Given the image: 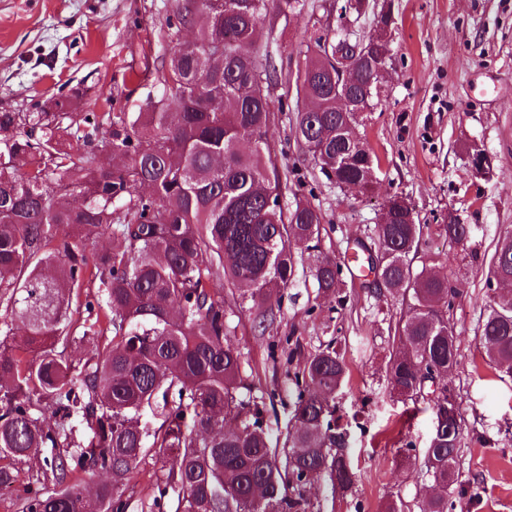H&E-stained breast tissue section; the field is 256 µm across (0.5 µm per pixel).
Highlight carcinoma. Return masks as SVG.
<instances>
[{"instance_id":"carcinoma-1","label":"carcinoma","mask_w":512,"mask_h":512,"mask_svg":"<svg viewBox=\"0 0 512 512\" xmlns=\"http://www.w3.org/2000/svg\"><path fill=\"white\" fill-rule=\"evenodd\" d=\"M304 0H177L178 25L157 71L161 95L144 112H0V488L15 483L40 448L47 468L27 482L18 512H128L139 468L159 465L143 512H307L311 479L326 476L345 493L355 473L347 433L330 401L346 365L329 345L294 376L295 431L280 443L263 424L269 399L252 395L242 355L231 339L224 289L267 318L266 303L287 288L294 251H315L322 214L306 198L269 205L288 190L266 143L274 119L265 84L277 75L260 23L270 10L288 16ZM355 52L336 38L309 39L297 93L296 140L326 179L368 185L378 162L352 138L359 113L336 100V67L351 61L350 95L380 102L376 71L385 45L365 35ZM29 160L18 172L15 161ZM71 228L60 233L59 227ZM425 225L392 209L376 225L378 263L368 270L409 303L395 328L403 351L387 366L391 390L404 399L427 394L433 414L448 411L433 374L458 364V336L448 317L457 291L448 279L414 267ZM448 239L463 242L468 224L449 221ZM108 234V247L88 248ZM489 271L512 279V236L495 249ZM340 267L316 256L317 299L340 301ZM94 288L80 303L79 292ZM479 343L490 364L512 371V294L491 300ZM90 342L77 364L58 350ZM161 406L153 434L138 424ZM81 418L91 435L78 441ZM461 427L434 432L422 454L438 491L421 512H448ZM98 473L89 498L78 474Z\"/></svg>"}]
</instances>
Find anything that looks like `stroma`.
Segmentation results:
<instances>
[{"label": "stroma", "instance_id": "35a3bbf8", "mask_svg": "<svg viewBox=\"0 0 512 512\" xmlns=\"http://www.w3.org/2000/svg\"><path fill=\"white\" fill-rule=\"evenodd\" d=\"M176 0H0V112L33 111L84 94L90 112H140L162 92L156 70L167 53L160 30ZM392 57L382 103L356 127L379 160L375 193L365 197L330 183L292 130L295 78L303 38L341 24L339 0H306L304 10L274 17L269 49L282 71L268 90L274 120L267 142L279 170L298 174L291 194L319 206L320 254L341 266L344 300L318 306L311 257L297 259L295 277L268 305L276 319L258 327L248 305L225 295L231 337L254 396L273 395L263 422L273 436L292 431V376L305 359L335 343L347 366L336 414L350 436L356 474L347 495L326 479L306 492L308 512H420L428 484L422 451L434 432L427 399L390 392L386 364L397 350L394 326L406 311L402 295L375 288L349 263L355 239L372 236L385 199L407 195L427 229L418 261L453 283L450 311L459 364L447 379L462 440L448 512H512V375L490 368L477 339L487 315L485 279L500 240L512 235V0H391ZM111 91L104 101L103 91ZM482 151L490 178L475 176L467 156ZM471 225L464 243L442 224ZM299 347L287 352L286 337Z\"/></svg>", "mask_w": 512, "mask_h": 512}]
</instances>
